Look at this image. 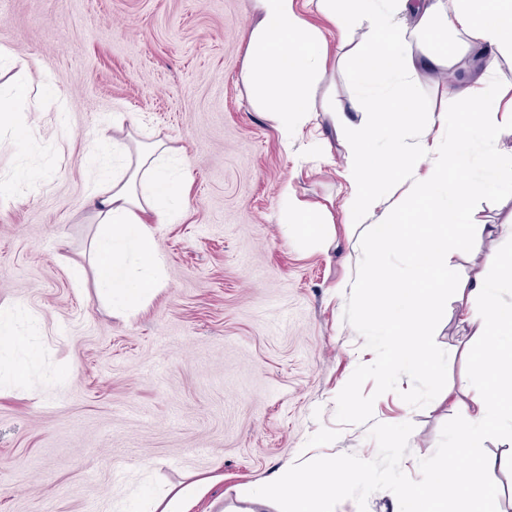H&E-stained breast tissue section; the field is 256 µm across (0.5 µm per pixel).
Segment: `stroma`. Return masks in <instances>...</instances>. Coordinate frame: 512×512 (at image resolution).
Masks as SVG:
<instances>
[{
    "instance_id": "35a3bbf8",
    "label": "stroma",
    "mask_w": 512,
    "mask_h": 512,
    "mask_svg": "<svg viewBox=\"0 0 512 512\" xmlns=\"http://www.w3.org/2000/svg\"><path fill=\"white\" fill-rule=\"evenodd\" d=\"M252 0H0V45L48 75L51 108L27 115L29 143L0 151L40 179L0 206V306L24 314L0 354L28 366L0 382V512H122L170 488L219 475L223 512L284 464L377 455L373 424L412 423L401 468L421 476L450 397L481 342L454 299L433 319L436 375L390 360V340L359 316L360 230L339 223L325 249L288 243L279 189L341 202V172L292 153L255 108L241 73ZM168 139L189 169L181 218L155 227L163 286L143 309L113 315L89 275L96 227L88 155L114 113ZM487 235L453 248L456 282L481 270ZM85 270L84 284L73 278Z\"/></svg>"
}]
</instances>
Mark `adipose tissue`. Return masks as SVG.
Returning a JSON list of instances; mask_svg holds the SVG:
<instances>
[{
  "mask_svg": "<svg viewBox=\"0 0 512 512\" xmlns=\"http://www.w3.org/2000/svg\"><path fill=\"white\" fill-rule=\"evenodd\" d=\"M300 1L252 0L243 80L284 149H291L303 126L328 118L333 135L321 138L319 148L328 156L335 143L343 144L348 191L334 212L305 202L284 181L280 222L289 241L310 239L325 248L336 221L359 224L383 210L382 221L367 230L373 251L358 262L357 286L365 295L361 315L367 326L390 336L394 360L436 374L431 326L453 274L451 246L476 232L470 220L474 199L512 193V164L499 147L512 113L500 108L495 76L499 59L512 58V0H304L305 11ZM311 11L325 15L340 33L337 45L310 24ZM356 30L361 39L349 44L347 35ZM332 57L356 88L345 113L332 107L317 111L312 98L313 86L328 77ZM454 68L468 75L448 89L456 115L417 111L421 72ZM0 70L11 74L0 85V127L23 144L30 129L19 115L41 111L42 105L33 98L26 63L2 45ZM125 122L123 114H114V164L101 171L88 195L97 226L94 280L116 315L146 305L159 290L163 259L154 227L178 219L187 185L171 146L154 136L134 139ZM477 139L492 145L478 161L472 153ZM373 142L383 147L378 164L369 150ZM395 248L404 249L410 276L401 286L375 293L384 272L372 254ZM484 262L494 277L463 282L456 300L464 322L483 339L469 357L470 370L493 374L494 380L470 400H453L463 424L448 441L452 454L479 447L490 429L512 432V362L497 359L502 349H512V305L499 299L501 290L512 288V250L489 251Z\"/></svg>",
  "mask_w": 512,
  "mask_h": 512,
  "instance_id": "ef3b65f1",
  "label": "adipose tissue"
}]
</instances>
